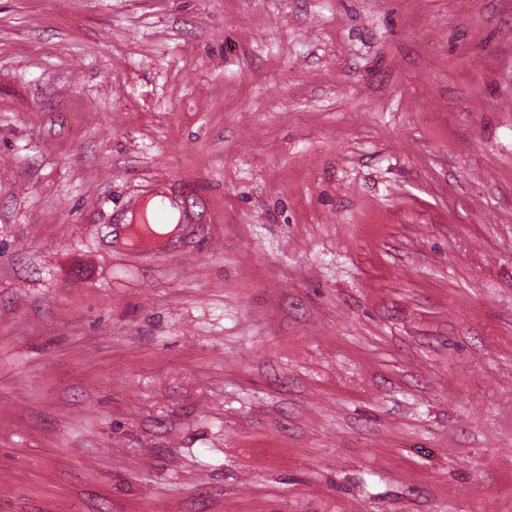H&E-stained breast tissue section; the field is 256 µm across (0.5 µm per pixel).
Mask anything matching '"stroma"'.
<instances>
[{
  "instance_id": "1",
  "label": "stroma",
  "mask_w": 512,
  "mask_h": 512,
  "mask_svg": "<svg viewBox=\"0 0 512 512\" xmlns=\"http://www.w3.org/2000/svg\"><path fill=\"white\" fill-rule=\"evenodd\" d=\"M0 512H512V0H0Z\"/></svg>"
}]
</instances>
